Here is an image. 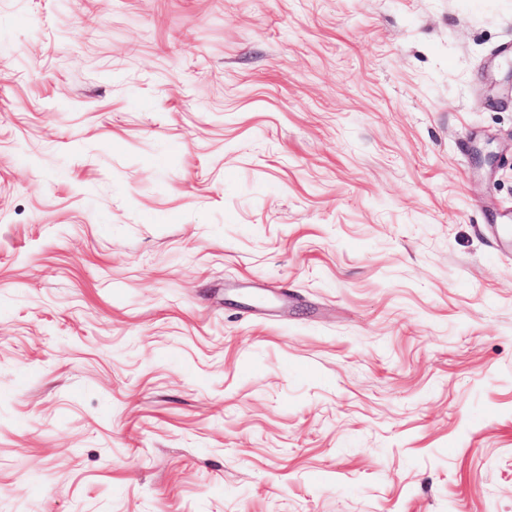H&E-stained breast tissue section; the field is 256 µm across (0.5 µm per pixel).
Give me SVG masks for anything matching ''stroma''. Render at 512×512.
<instances>
[{
  "label": "stroma",
  "instance_id": "35a3bbf8",
  "mask_svg": "<svg viewBox=\"0 0 512 512\" xmlns=\"http://www.w3.org/2000/svg\"><path fill=\"white\" fill-rule=\"evenodd\" d=\"M512 0H0V512H512Z\"/></svg>",
  "mask_w": 512,
  "mask_h": 512
}]
</instances>
